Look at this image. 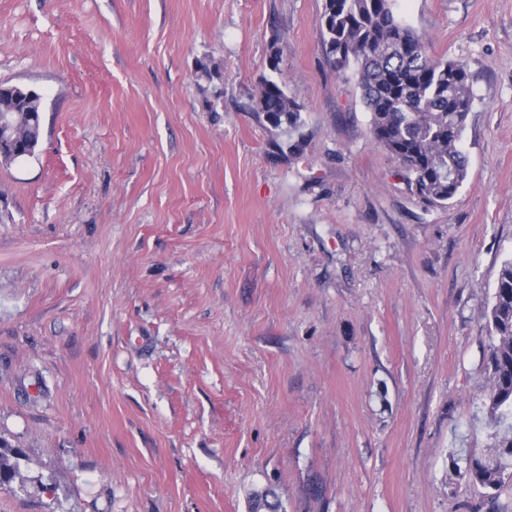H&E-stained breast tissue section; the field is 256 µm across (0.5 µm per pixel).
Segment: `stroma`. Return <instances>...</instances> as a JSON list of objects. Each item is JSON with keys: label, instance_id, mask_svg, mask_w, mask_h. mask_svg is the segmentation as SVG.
Returning a JSON list of instances; mask_svg holds the SVG:
<instances>
[{"label": "stroma", "instance_id": "35a3bbf8", "mask_svg": "<svg viewBox=\"0 0 512 512\" xmlns=\"http://www.w3.org/2000/svg\"><path fill=\"white\" fill-rule=\"evenodd\" d=\"M323 0H0L43 96L0 165V512H512L483 314L512 256V0H397L467 62L469 178L422 204L321 48ZM301 159L255 111L273 45ZM208 64L211 78L199 66ZM24 457L20 449L0 452V486L9 485L19 474V460Z\"/></svg>", "mask_w": 512, "mask_h": 512}]
</instances>
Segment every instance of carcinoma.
<instances>
[{
	"label": "carcinoma",
	"instance_id": "obj_1",
	"mask_svg": "<svg viewBox=\"0 0 512 512\" xmlns=\"http://www.w3.org/2000/svg\"><path fill=\"white\" fill-rule=\"evenodd\" d=\"M321 45L331 68L353 72L370 112V136L402 165L408 186L421 201L444 206L468 180L466 121L475 97L468 66L434 59L426 39L397 13L395 0H323ZM257 112L286 136L273 142L278 154L301 158L308 144L301 106L275 77L257 88ZM10 114L27 156L35 155L42 132L43 96L0 82V114ZM482 364L488 376L482 405L493 424V443L465 458L470 483L497 496L512 484V257L500 266L491 304ZM19 449L0 452V486L19 474Z\"/></svg>",
	"mask_w": 512,
	"mask_h": 512
}]
</instances>
